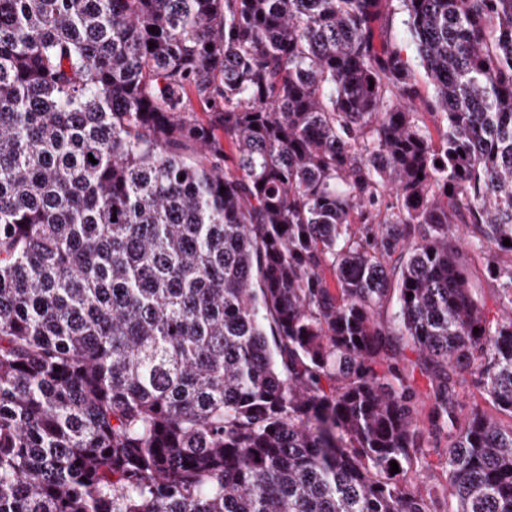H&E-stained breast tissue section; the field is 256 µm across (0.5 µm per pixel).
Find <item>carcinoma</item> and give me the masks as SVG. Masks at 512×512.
Masks as SVG:
<instances>
[{
	"label": "carcinoma",
	"mask_w": 512,
	"mask_h": 512,
	"mask_svg": "<svg viewBox=\"0 0 512 512\" xmlns=\"http://www.w3.org/2000/svg\"><path fill=\"white\" fill-rule=\"evenodd\" d=\"M505 239L512 0H0V512H512ZM467 278L470 288L490 308H495L497 289L494 282L487 276L485 266L480 261L470 262L467 266Z\"/></svg>",
	"instance_id": "1"
}]
</instances>
